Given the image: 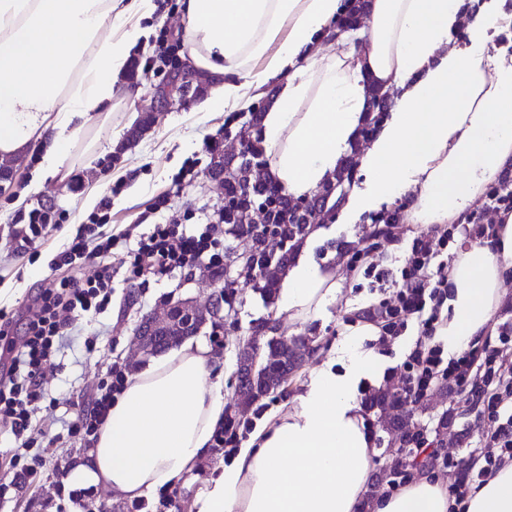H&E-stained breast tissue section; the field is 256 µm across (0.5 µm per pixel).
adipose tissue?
I'll list each match as a JSON object with an SVG mask.
<instances>
[{
    "mask_svg": "<svg viewBox=\"0 0 512 512\" xmlns=\"http://www.w3.org/2000/svg\"><path fill=\"white\" fill-rule=\"evenodd\" d=\"M343 0H182L188 62L214 87L202 112H227L247 88L277 82L261 122L267 175L296 200L332 179L375 93L390 116L360 155L364 189L339 201L352 218L400 202L403 221L428 231L467 224L489 185L512 165V59L490 57L487 31L501 13L469 22L459 0H369L366 24L340 30ZM151 0H0V161L45 149L39 175L58 176L69 146L105 123L124 99L115 81L148 39ZM512 212L494 236L462 248L448 273L435 340L455 355L485 336L507 296ZM340 266L296 260L280 283L291 322L334 300ZM348 327L342 372L312 370L304 392L269 418L207 490L198 512H449L447 482L423 472L402 489L370 495L377 450L355 388L381 356ZM228 399L219 358L203 344L172 350L130 374L93 445L69 469L75 488H104L131 503L189 486L212 453ZM466 512H512V463L466 500Z\"/></svg>",
    "mask_w": 512,
    "mask_h": 512,
    "instance_id": "ef3b65f1",
    "label": "adipose tissue"
}]
</instances>
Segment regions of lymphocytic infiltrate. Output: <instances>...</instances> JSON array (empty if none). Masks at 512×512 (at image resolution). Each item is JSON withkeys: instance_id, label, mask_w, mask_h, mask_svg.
Returning a JSON list of instances; mask_svg holds the SVG:
<instances>
[{"instance_id": "f902f5d3", "label": "lymphocytic infiltrate", "mask_w": 512, "mask_h": 512, "mask_svg": "<svg viewBox=\"0 0 512 512\" xmlns=\"http://www.w3.org/2000/svg\"><path fill=\"white\" fill-rule=\"evenodd\" d=\"M224 213L214 211L202 229L194 231L183 224H153L138 240L129 233L111 234L96 246L85 237H75L60 258L74 268L70 277H46L27 310V329L22 340H15L13 323L0 322V340L6 357H0V427L20 440L22 449L31 443L25 434L30 428V407L44 396L42 380L68 335L69 326L80 318L105 310L112 302V282L119 274L107 259L114 247L127 244L125 280L161 282L175 270L201 264L220 270L224 261ZM451 232L426 233L413 238L408 257L400 271L371 262L365 274L377 286L396 282L397 291L382 301L376 311L382 329L400 336L412 318L420 320V334L432 338L439 319L438 310L448 297V266L440 258L447 253ZM498 346L486 349L483 361L463 355L444 363L440 346L414 350L403 363V396L408 404L417 403L435 380H443L449 392L471 402L478 420L488 421L479 446L473 451V464L448 487L450 497L463 501L473 484H480L496 473L505 460H512V388L501 385L504 374L512 373V325L499 327ZM124 380L116 374L110 385L101 387L89 412L75 411L66 422L68 434L94 433L112 405V395Z\"/></svg>"}]
</instances>
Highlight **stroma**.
Segmentation results:
<instances>
[{
	"label": "stroma",
	"instance_id": "stroma-1",
	"mask_svg": "<svg viewBox=\"0 0 512 512\" xmlns=\"http://www.w3.org/2000/svg\"><path fill=\"white\" fill-rule=\"evenodd\" d=\"M153 5L151 17L144 21L153 35L131 58L140 68L135 83L138 94L114 109L103 125L89 130L70 146L65 166L72 174L71 179L61 182L49 176L32 182L34 162L22 159L16 164L13 184L0 192V315H22L27 296L51 274L56 255L82 232L92 216H107L108 227L115 232L145 220L152 224L172 221L193 225L203 223L205 214L224 203L222 185L209 176L215 154L205 150L204 144L213 139L219 148L227 150L231 147L230 136L241 131L254 136L256 128L246 108L201 112L192 101L154 112L151 129L134 143L126 141L127 131L144 113L152 112L153 95L162 81L161 76L145 69L146 59L152 56L158 36L172 39L182 30L180 0H153ZM161 195L167 196L168 203L160 211H153L152 205ZM106 197L111 200L107 210L100 206ZM43 204L64 213L65 220L45 236L36 259L32 260L21 253L14 229L23 223L30 210ZM376 217V212H367L351 224L333 213L317 219L320 234L306 252L308 261L322 267L341 261L345 272L335 300L306 325H291L287 311L266 305L258 280L232 281L234 319L218 332L212 326H204L197 336L198 341L223 359L226 394L234 392L238 349L250 339L258 322L275 318L276 338L285 339L292 334L311 336L319 347L326 349L341 343L348 324L365 318L367 311L376 309L385 299V292L371 288L363 266L352 259L354 252L363 247ZM213 291L209 276L196 267L176 270L161 285L138 286L118 280L106 310L73 323L71 343L61 350L57 367L46 372L45 386L50 398L34 405L36 424L30 436L32 453L41 457L37 472L16 481L0 465V512H194L195 488L202 486L228 458L229 447L214 449L195 476L192 488L176 487L134 504L116 502L107 489L88 491L86 497L79 499L64 484L63 475L66 464L85 449V441L64 432L42 435L39 424L51 415L69 416L72 397H81L84 404H91L98 386L109 380L111 366H119L126 373L142 367L132 338L144 314L178 296H188L203 304ZM419 337L418 323L413 320L404 336L382 343V369L377 376L361 380L358 392H372L389 382L399 383L401 366ZM410 413L412 423L426 439L439 442L442 452L455 459L468 458L471 448L477 445L481 423L473 411L448 392L432 390L411 407ZM443 420L448 423L444 434L439 431Z\"/></svg>",
	"mask_w": 512,
	"mask_h": 512
}]
</instances>
